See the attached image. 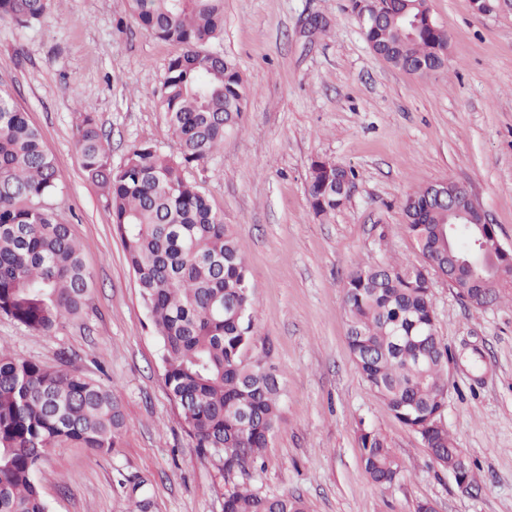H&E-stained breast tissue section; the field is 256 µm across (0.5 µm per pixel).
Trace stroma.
<instances>
[{
  "instance_id": "35a3bbf8",
  "label": "stroma",
  "mask_w": 512,
  "mask_h": 512,
  "mask_svg": "<svg viewBox=\"0 0 512 512\" xmlns=\"http://www.w3.org/2000/svg\"><path fill=\"white\" fill-rule=\"evenodd\" d=\"M448 37L445 64L414 76L376 56L351 0H224V31L206 45L231 60L246 107L223 148L185 177L239 237L255 308L271 349L281 419L262 460L224 472L200 453L164 385L156 335L112 213L79 164V107L94 112L113 165L148 143L177 155L159 103L176 45L139 27L126 0H52L42 22L0 20V88L37 128L63 184L53 206L94 276L81 319L50 333L0 316V342L18 358L73 369L115 390L125 423L114 448L48 449L35 482L49 512H126L116 484L144 481L148 512H224L239 487L300 496L308 512H512V299L465 306L432 288L437 334L448 344L446 423L476 465L462 492L422 438L368 388L347 342L344 288L363 263L424 259L404 233L402 203L426 184L464 185L512 245V9L478 14L472 0H428ZM356 174L348 201L315 216L314 159ZM387 441L400 479L366 475L359 426Z\"/></svg>"
}]
</instances>
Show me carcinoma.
<instances>
[{
    "label": "carcinoma",
    "instance_id": "1",
    "mask_svg": "<svg viewBox=\"0 0 512 512\" xmlns=\"http://www.w3.org/2000/svg\"><path fill=\"white\" fill-rule=\"evenodd\" d=\"M52 0H0V18L21 26L42 21ZM138 24L181 52L166 65L159 100L179 144L167 156L150 144L134 147L114 168L109 142L93 113L78 126L81 169L112 211L153 328L163 346L164 384L187 432L202 452L224 449V470L262 458L279 418L278 378L265 367L269 350L257 345L255 311L242 245L184 169L211 158L238 126L246 91L236 66L203 46L224 28V0H127ZM389 17L363 35L394 52L397 67L416 72L436 58L446 34L422 27L408 36L391 19L415 0H389ZM350 169L317 159L308 194L315 215L347 201L338 191ZM62 177L10 94L0 90V315L50 333L79 317L91 291L78 243L50 204ZM404 230L424 259L437 254L439 224L427 187L403 201ZM432 273L402 263L358 265L345 286L351 355L362 376L405 426L417 433L435 462L459 466L448 434V363L452 354L435 331ZM459 299L484 296L473 280L453 286ZM124 424L116 394L79 372L46 367L4 352L0 344V512H48L35 484L45 448L72 444L104 451ZM364 469L376 484L395 482L400 463L380 434L360 428ZM146 512L142 482L117 480ZM224 512H306L301 498L260 496L248 489L224 498Z\"/></svg>",
    "mask_w": 512,
    "mask_h": 512
}]
</instances>
